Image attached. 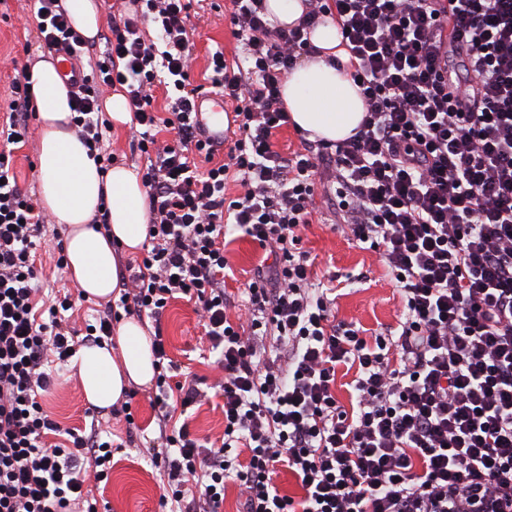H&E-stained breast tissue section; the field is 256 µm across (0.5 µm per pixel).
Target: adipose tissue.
<instances>
[{
    "mask_svg": "<svg viewBox=\"0 0 512 512\" xmlns=\"http://www.w3.org/2000/svg\"><path fill=\"white\" fill-rule=\"evenodd\" d=\"M311 42L324 55L301 59L283 85V100L297 129L314 140L340 141L360 124L364 105L353 83L325 60L329 54L348 57L338 47L335 25L316 27ZM30 75L41 122L38 178L43 205L65 227L69 272L82 295L109 300L118 282L120 253L137 252L145 241L146 189L135 167L116 164L100 173L69 128L68 87L52 58L36 62ZM103 204L108 207V229L101 233L92 221ZM116 336L118 350L89 346L76 355L84 395L102 409L125 402L131 386L148 385L156 374L151 339L140 322L122 321Z\"/></svg>",
    "mask_w": 512,
    "mask_h": 512,
    "instance_id": "obj_1",
    "label": "adipose tissue"
}]
</instances>
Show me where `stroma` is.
<instances>
[{"instance_id":"1","label":"stroma","mask_w":512,"mask_h":512,"mask_svg":"<svg viewBox=\"0 0 512 512\" xmlns=\"http://www.w3.org/2000/svg\"><path fill=\"white\" fill-rule=\"evenodd\" d=\"M228 7V0H194L191 6L190 53L197 83H205L212 76L210 59L216 49H223L229 60L243 53L242 45L234 38L224 17ZM46 51L37 31L33 0H0V115L6 110L14 76L32 67ZM30 131L29 141L15 150L12 165L20 188L33 194L39 190L38 120H31ZM63 236L57 224H48L36 261L39 279L45 287L70 291L74 288L70 277L59 276L54 268L53 252ZM303 247L314 260L315 273H330L340 281L333 310L337 321L356 325L368 339L396 325L402 310L401 299L377 254L362 249L346 234L333 229L330 223L317 219L304 228ZM224 254L229 265L225 288L235 313L240 314L245 303L242 289L263 252L249 238L237 233ZM161 332L166 338L167 353L178 367V380H196L209 389L207 400L188 409L181 417L182 422L202 440L221 441L224 398L215 387L221 371L216 354L210 351L204 338L199 312L186 300H173L161 317ZM43 401L48 415L63 426L86 431L92 422L100 421L108 423L116 435L125 433L124 422L85 400L75 365L60 371ZM165 492L166 484L159 472L135 448L114 454L110 478L99 490L110 512H161L160 502Z\"/></svg>"}]
</instances>
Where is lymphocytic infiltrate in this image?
Here are the masks:
<instances>
[{"label":"lymphocytic infiltrate","instance_id":"obj_1","mask_svg":"<svg viewBox=\"0 0 512 512\" xmlns=\"http://www.w3.org/2000/svg\"><path fill=\"white\" fill-rule=\"evenodd\" d=\"M131 2L71 93L69 126L107 171L100 89H122L143 160L147 236L140 262L120 267L118 299L84 329L71 324L70 293L41 303L44 216L11 167L9 148L25 142L35 110L28 72L14 78L0 128V512H101L91 486L108 480L114 446L133 443L132 405L121 407V443L63 430L41 403L51 366L101 345L123 319L159 320L177 298L194 301L224 372V435L209 448L172 423L202 394L173 380L177 366L154 334L160 432L149 455L178 512H218L231 475L243 512H512V0H306L291 28L268 19L264 0H230L244 55L211 56L212 85L234 105L220 161L193 119L191 0ZM38 3L45 46L81 58L86 41L58 0ZM329 22L365 113L343 141L306 139L287 157L273 143L290 121L280 87L315 52L308 29ZM160 85L164 113L154 105ZM165 130L173 142L159 141ZM323 174L337 215L379 255L403 301L397 327L371 343L333 320L335 286L311 278L301 228ZM231 180L243 189L232 199ZM234 232L274 256L245 289L248 336L227 316L224 239ZM264 336L274 358L261 356ZM349 362L357 372L345 406L336 368ZM281 466L301 498L277 490Z\"/></svg>","mask_w":512,"mask_h":512}]
</instances>
